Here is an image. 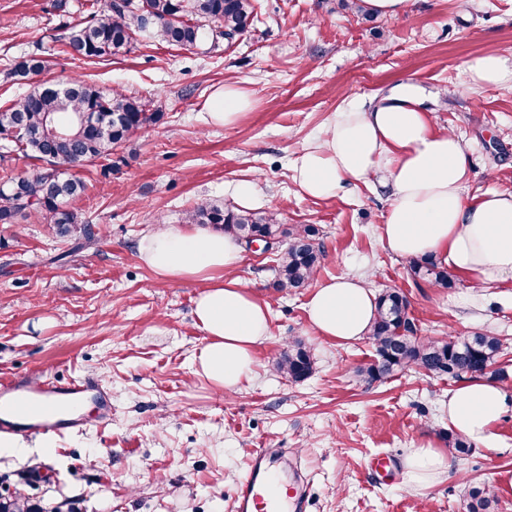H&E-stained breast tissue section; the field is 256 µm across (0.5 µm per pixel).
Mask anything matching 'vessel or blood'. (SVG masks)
Wrapping results in <instances>:
<instances>
[{"label": "vessel or blood", "mask_w": 512, "mask_h": 512, "mask_svg": "<svg viewBox=\"0 0 512 512\" xmlns=\"http://www.w3.org/2000/svg\"><path fill=\"white\" fill-rule=\"evenodd\" d=\"M96 395L104 412L112 400L89 376L59 383L40 375L0 381V432L12 436H44L83 430L86 422L76 408L87 395ZM269 451L256 448L250 470L239 480L236 502L240 512H288L293 491L275 488L266 461Z\"/></svg>", "instance_id": "b4317fda"}]
</instances>
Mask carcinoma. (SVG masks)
Listing matches in <instances>:
<instances>
[{
  "mask_svg": "<svg viewBox=\"0 0 512 512\" xmlns=\"http://www.w3.org/2000/svg\"><path fill=\"white\" fill-rule=\"evenodd\" d=\"M255 9V0H104L101 9L95 0L88 15L68 27L61 52L97 62L128 52L137 41L159 39L171 46L194 48L207 40L214 43L244 33ZM48 68V59L32 56L18 61L6 77L19 83ZM85 113L97 115V124L82 126L80 117ZM160 117L123 92L103 90L80 77L65 84L32 86L0 112L3 149L18 150L33 160L23 173L0 178V224L37 217L53 225L60 237L78 230L85 239H92L90 225L69 207L71 200L85 192V182L64 172L53 178L47 164L76 166L107 158L132 134ZM187 223L211 224L240 240L266 238L273 255L274 286L280 290L306 287L323 257L316 227L297 224L285 229L275 212L201 204L190 211ZM409 272L438 288L453 285L448 270L428 258L411 260ZM409 306L407 297L396 288L378 294L377 315L368 335L376 361L357 369L362 381L384 382L409 369L436 378L488 375L504 382L512 377L499 365L507 349L500 336L485 331L419 341ZM277 369L297 381L313 373L314 362L296 342L288 346Z\"/></svg>",
  "mask_w": 512,
  "mask_h": 512,
  "instance_id": "carcinoma-1",
  "label": "carcinoma"
}]
</instances>
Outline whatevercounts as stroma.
<instances>
[{
    "label": "stroma",
    "instance_id": "obj_1",
    "mask_svg": "<svg viewBox=\"0 0 512 512\" xmlns=\"http://www.w3.org/2000/svg\"><path fill=\"white\" fill-rule=\"evenodd\" d=\"M351 0H259L232 42L180 49L141 43L104 64L58 53L47 79L80 76L123 90L159 113L102 162L72 167L87 189L71 208L92 224V240L58 238L31 218L0 224V376H91L112 394V418L55 437L24 439L0 452V497L20 495L44 512H236L235 492L254 448L277 449L276 472L300 477L304 512H465L481 489L488 512H512V412L490 444L449 457L437 483L403 481L410 449H447L448 396L455 379L407 371L362 382L373 362L368 339L339 345L318 336L304 309L311 288L280 291L268 259L244 253L234 272L270 306V334L255 348L256 376L224 396L194 374L206 343L193 301L201 280L167 279L136 257L138 242L185 226L189 210L234 204L238 181L253 180V211L278 209L284 225L318 228L325 258L314 278L364 276L370 288H400L423 339L491 330L512 361V290L496 285L471 299L414 281L408 262L383 247L386 194L358 184L334 200L296 193L291 161L332 112L369 104L410 83L427 97L435 130L467 145V197L512 193V86L458 94L465 62L512 48V0H411L390 19L351 9ZM89 0H0V110L26 94L7 80L14 63L41 55ZM235 83L254 105L233 128L203 120L212 92ZM315 361L297 382L276 364L291 340Z\"/></svg>",
    "mask_w": 512,
    "mask_h": 512
}]
</instances>
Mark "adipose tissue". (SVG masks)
Wrapping results in <instances>:
<instances>
[{
	"instance_id": "1",
	"label": "adipose tissue",
	"mask_w": 512,
	"mask_h": 512,
	"mask_svg": "<svg viewBox=\"0 0 512 512\" xmlns=\"http://www.w3.org/2000/svg\"><path fill=\"white\" fill-rule=\"evenodd\" d=\"M512 84V50L467 60L463 89ZM252 107L234 84L214 92L206 124L232 127ZM292 180L298 194L338 198L347 186L371 181L387 193L380 227L383 246L397 257H430L463 277L467 287L512 285V193L488 192L467 200L466 146L453 132L433 131L420 93L392 88L368 107L332 112L321 133L297 152ZM137 258L165 278H199L207 286L194 300V319L207 343L195 371L225 393L237 392L255 374L256 345L269 333V306L230 275L242 259L232 235L187 225L141 239ZM311 328L343 345L369 335L375 297L361 276L331 279L305 304ZM512 409V394L476 376L448 397V424L468 441L490 443L493 429ZM448 469L433 445L412 449L405 459L406 485L419 488Z\"/></svg>"
}]
</instances>
